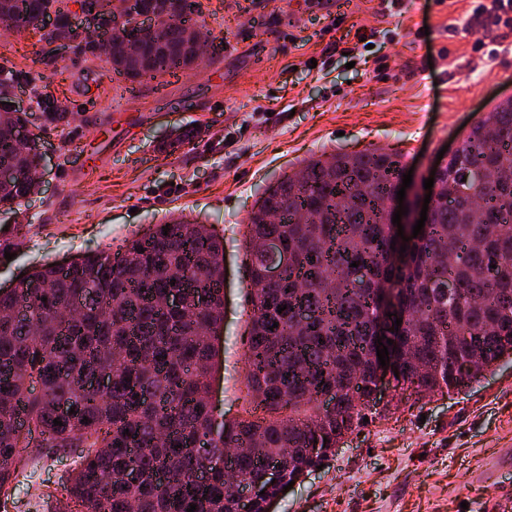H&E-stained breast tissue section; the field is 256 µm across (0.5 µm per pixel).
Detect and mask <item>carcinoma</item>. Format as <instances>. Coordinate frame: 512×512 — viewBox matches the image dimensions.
<instances>
[{
    "mask_svg": "<svg viewBox=\"0 0 512 512\" xmlns=\"http://www.w3.org/2000/svg\"><path fill=\"white\" fill-rule=\"evenodd\" d=\"M51 2L9 0L0 22L25 29ZM110 2L126 14L153 6L165 35L135 58L111 44L118 72L155 77L198 60L186 38L189 0ZM19 121L0 112V166L34 168L11 134ZM402 169L399 156L377 148L332 153L265 188L245 236L249 408L217 425L208 391L224 322V238L207 225L171 217L127 240L117 257L88 253L64 275L46 262L19 287L0 289V496L17 478L22 417L43 447L82 449L66 486L76 512H187L192 504L236 512L224 472L206 471L195 454L201 438L213 456L247 449L232 464L257 492L253 512H266L284 486L335 456L370 408L356 394L374 384L384 312L373 296L386 285L406 311L397 345L416 357L397 367L399 387L419 397L449 392L512 361V99L449 159L434 221L394 269L384 262L392 244L385 213ZM37 191L30 179L0 187V206L18 208ZM264 238L295 257L277 281L265 277L274 257L257 249ZM354 263L366 277H355ZM450 278L460 284L452 295ZM174 291L188 303H167ZM79 296L85 312L64 321L57 309ZM101 376L108 385H94ZM64 406L74 412L61 414ZM270 460L280 461L274 483Z\"/></svg>",
    "mask_w": 512,
    "mask_h": 512,
    "instance_id": "carcinoma-1",
    "label": "carcinoma"
}]
</instances>
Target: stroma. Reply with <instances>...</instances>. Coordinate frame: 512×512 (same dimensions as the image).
Instances as JSON below:
<instances>
[{"label": "stroma", "mask_w": 512, "mask_h": 512, "mask_svg": "<svg viewBox=\"0 0 512 512\" xmlns=\"http://www.w3.org/2000/svg\"><path fill=\"white\" fill-rule=\"evenodd\" d=\"M194 17L205 60L157 79L109 71L83 40L52 50L40 31L0 29L9 79L45 151L39 190L0 217V287L31 266L71 260L170 216L224 238V323L211 396L227 416L247 406L243 354L252 311L244 266L247 217L264 188L324 152L379 148L420 181L441 149L512 98V36L465 22L470 0H203ZM370 32L367 41L356 36ZM96 83L98 107L74 99ZM220 111H204L209 99ZM196 138L172 153L185 127ZM83 134L75 149V134ZM78 451L28 467L5 504L27 512L36 490L62 494ZM512 482V362L448 394L396 391L335 457L293 485L272 512H498Z\"/></svg>", "instance_id": "stroma-1"}]
</instances>
